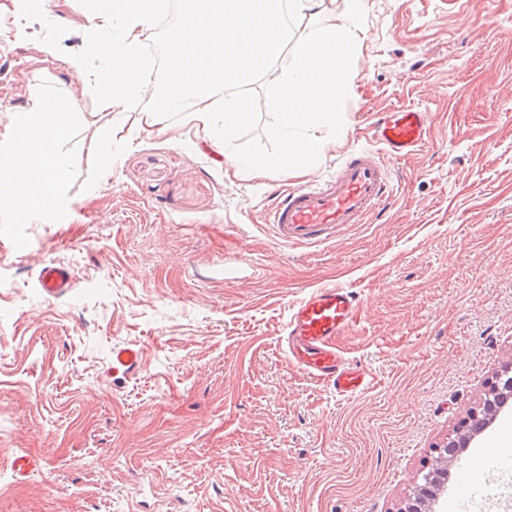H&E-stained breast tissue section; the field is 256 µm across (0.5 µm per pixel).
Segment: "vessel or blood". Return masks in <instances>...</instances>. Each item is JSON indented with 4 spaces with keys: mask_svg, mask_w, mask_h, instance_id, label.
Here are the masks:
<instances>
[{
    "mask_svg": "<svg viewBox=\"0 0 512 512\" xmlns=\"http://www.w3.org/2000/svg\"><path fill=\"white\" fill-rule=\"evenodd\" d=\"M429 116L414 108L385 113L374 125L377 146L351 151L335 175L286 193L269 215L275 237L293 246L323 243L337 226L365 223L391 187V171L385 157L405 159L424 144ZM45 296L60 298L76 286L70 268L45 265L38 277ZM361 298L339 285L312 289L292 310L283 331L282 344L288 361L313 379L330 384L338 396L353 397L368 390L366 369L346 362L336 346L360 308ZM141 352L134 347L112 350L113 374H126L139 364ZM512 441V429L501 428L461 456L450 485L453 512H466L469 503L483 492L482 478L493 467L511 459L501 451Z\"/></svg>",
    "mask_w": 512,
    "mask_h": 512,
    "instance_id": "vessel-or-blood-1",
    "label": "vessel or blood"
}]
</instances>
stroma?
Returning <instances> with one entry per match:
<instances>
[{"label": "stroma", "mask_w": 512, "mask_h": 512, "mask_svg": "<svg viewBox=\"0 0 512 512\" xmlns=\"http://www.w3.org/2000/svg\"><path fill=\"white\" fill-rule=\"evenodd\" d=\"M15 6L0 0V150L30 86L74 114L70 211H0V512H400L435 446L512 369V0H364L345 130L308 173L277 162L271 77L239 89L252 118L226 150L266 160L259 177L176 114L166 134L135 137L136 113L93 112L14 40ZM74 18L51 0L30 24L74 49ZM403 107L428 113V141L388 159L393 191L368 223L279 242L277 196L334 175L373 147L379 113ZM103 137L111 153L92 152ZM242 256L254 273L225 275ZM50 263L78 288L41 294ZM328 284L362 300L336 341L374 377L355 397L280 344L293 307ZM116 346L142 352L118 377ZM14 454L40 469L15 477Z\"/></svg>", "instance_id": "35a3bbf8"}]
</instances>
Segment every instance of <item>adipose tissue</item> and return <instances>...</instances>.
<instances>
[{
    "label": "adipose tissue",
    "instance_id": "adipose-tissue-1",
    "mask_svg": "<svg viewBox=\"0 0 512 512\" xmlns=\"http://www.w3.org/2000/svg\"><path fill=\"white\" fill-rule=\"evenodd\" d=\"M165 2L79 0L80 47L65 51L45 39L40 55L58 62V83L88 88L97 111L138 113L144 129L174 113L221 150L249 118L238 88L266 73L287 49L292 62L272 85L276 116L267 130L281 148V165L307 167L342 130L352 90L346 60L357 47L361 0H342L337 24L317 22L325 0H189L157 71L142 52V36ZM306 21L308 33L292 38V27ZM152 84L161 92L150 99ZM22 113L11 148L0 151V204L32 221L64 201L59 188L68 159L62 145L70 120L63 100L38 90L30 92ZM48 140L55 145L50 153L44 150Z\"/></svg>",
    "mask_w": 512,
    "mask_h": 512
}]
</instances>
